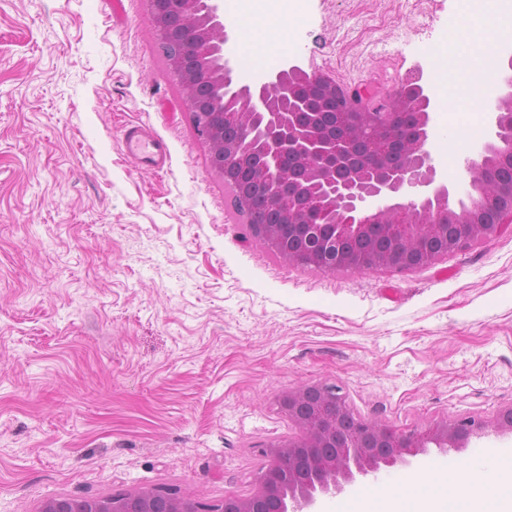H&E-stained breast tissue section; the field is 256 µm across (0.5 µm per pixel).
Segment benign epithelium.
I'll list each match as a JSON object with an SVG mask.
<instances>
[{"mask_svg": "<svg viewBox=\"0 0 512 512\" xmlns=\"http://www.w3.org/2000/svg\"><path fill=\"white\" fill-rule=\"evenodd\" d=\"M148 19L169 46L170 74L201 117L198 136L213 166L249 169L253 181L284 188L265 197L278 224L256 225L273 250L324 272L379 268L408 273L481 241L512 233V184L470 180L481 197L478 212L454 210L450 190L426 144L433 127V90L417 85L416 101L389 100L370 110L372 90L339 85L288 63L264 80L239 85L227 51L224 0H148ZM412 126L399 134L398 118ZM491 140L466 168L491 173L512 167V92L490 109ZM410 188L414 198L400 202ZM388 245L368 254L355 245L369 238ZM279 405L297 436L262 445L266 464L253 490L217 505L192 500L171 486L135 488L103 498H60L41 512H315L317 497L336 496L356 477L395 464L430 446L459 449L492 429L512 433V404L490 419H440L403 431L379 419H359L328 384L303 383L283 392Z\"/></svg>", "mask_w": 512, "mask_h": 512, "instance_id": "obj_1", "label": "benign epithelium"}]
</instances>
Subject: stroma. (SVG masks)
<instances>
[{"instance_id":"obj_1","label":"stroma","mask_w":512,"mask_h":512,"mask_svg":"<svg viewBox=\"0 0 512 512\" xmlns=\"http://www.w3.org/2000/svg\"><path fill=\"white\" fill-rule=\"evenodd\" d=\"M456 0H309L286 57L386 95L429 67ZM413 37L379 51L393 32ZM428 150L473 192L487 121ZM164 143L137 165L123 136ZM340 386L408 430L512 404V234L408 274H328L256 239L169 73L146 0H0V512L173 485L254 488L294 434L278 397Z\"/></svg>"}]
</instances>
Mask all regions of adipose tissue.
Masks as SVG:
<instances>
[{
    "label": "adipose tissue",
    "mask_w": 512,
    "mask_h": 512,
    "mask_svg": "<svg viewBox=\"0 0 512 512\" xmlns=\"http://www.w3.org/2000/svg\"><path fill=\"white\" fill-rule=\"evenodd\" d=\"M302 18L246 17L250 36L268 46L249 56L250 73L269 66V49L291 44L302 28ZM327 512H512V448H488L471 459L445 461L430 470L410 472L390 485L361 488L349 497L327 504Z\"/></svg>",
    "instance_id": "1"
}]
</instances>
